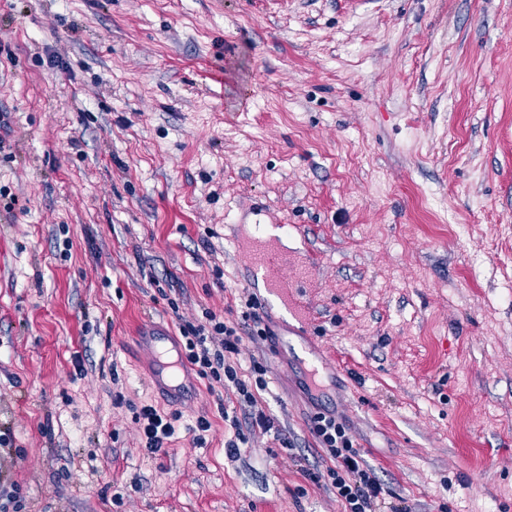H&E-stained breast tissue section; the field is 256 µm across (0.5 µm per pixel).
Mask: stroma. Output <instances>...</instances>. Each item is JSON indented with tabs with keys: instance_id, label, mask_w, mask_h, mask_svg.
Instances as JSON below:
<instances>
[{
	"instance_id": "1",
	"label": "stroma",
	"mask_w": 512,
	"mask_h": 512,
	"mask_svg": "<svg viewBox=\"0 0 512 512\" xmlns=\"http://www.w3.org/2000/svg\"><path fill=\"white\" fill-rule=\"evenodd\" d=\"M0 487L22 512H343L310 432L350 428L396 512H512V0H0ZM323 260L238 459L210 383L135 331L253 292L239 224ZM180 413L145 447L142 405ZM212 428L196 445L188 427ZM120 503H113V495ZM167 336H153L151 339L150 349L158 365V368L151 373V380L156 387H160L167 393L174 395L177 393V388L179 386H172L168 383V375H166V371L173 370L177 372L184 370L185 368L178 353L176 360L171 362L165 361L174 350L171 345L169 346L170 342Z\"/></svg>"
}]
</instances>
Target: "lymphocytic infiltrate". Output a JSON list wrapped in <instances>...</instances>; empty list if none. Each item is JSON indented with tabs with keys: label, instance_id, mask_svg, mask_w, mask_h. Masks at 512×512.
I'll return each instance as SVG.
<instances>
[{
	"label": "lymphocytic infiltrate",
	"instance_id": "lymphocytic-infiltrate-1",
	"mask_svg": "<svg viewBox=\"0 0 512 512\" xmlns=\"http://www.w3.org/2000/svg\"><path fill=\"white\" fill-rule=\"evenodd\" d=\"M179 330L186 363L200 377L219 383L224 389L225 397L218 400V410L226 411V401L232 398L244 412L243 417L228 419L233 435L226 443L227 455L237 458L248 433L264 435L276 430L275 420L261 397L268 388L264 363L255 358L245 369L234 360L244 340L263 341L271 331L263 326L251 300L246 303L241 321H226L208 311L203 322L183 324ZM311 432L325 454L322 477L335 489L344 512H381L386 491L357 448L346 422L319 412L311 419Z\"/></svg>",
	"mask_w": 512,
	"mask_h": 512
}]
</instances>
